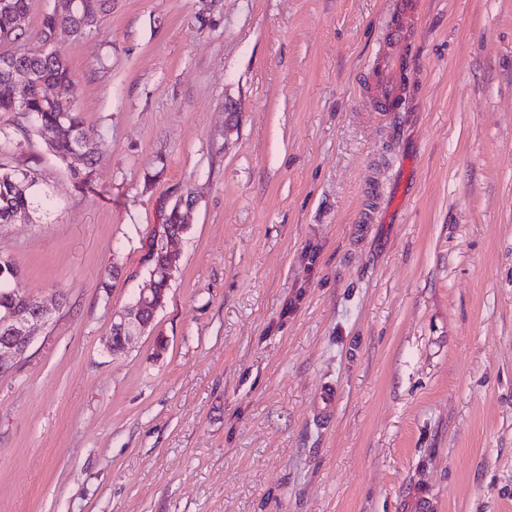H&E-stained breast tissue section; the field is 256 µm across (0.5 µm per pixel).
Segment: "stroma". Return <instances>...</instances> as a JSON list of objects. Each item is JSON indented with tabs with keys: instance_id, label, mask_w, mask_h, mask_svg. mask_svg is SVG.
I'll return each mask as SVG.
<instances>
[{
	"instance_id": "obj_1",
	"label": "stroma",
	"mask_w": 512,
	"mask_h": 512,
	"mask_svg": "<svg viewBox=\"0 0 512 512\" xmlns=\"http://www.w3.org/2000/svg\"><path fill=\"white\" fill-rule=\"evenodd\" d=\"M394 2L112 0L64 43L109 149L82 184L0 146L54 201L0 229L52 309L0 378V512H512V0H418L375 112ZM186 196L167 301L109 352ZM413 40L407 29H394L376 51L369 68L366 96L375 112H397L406 98L404 75L413 63ZM192 205V200L187 198L183 202L175 203L165 217V223L160 225L158 234L156 230L152 240L149 243V257H155L157 262H165L170 264L171 258L175 265L178 264V256L175 253L170 254V251L165 247V240L170 237L176 238L187 232L189 224L186 222V214ZM171 256V257H170Z\"/></svg>"
}]
</instances>
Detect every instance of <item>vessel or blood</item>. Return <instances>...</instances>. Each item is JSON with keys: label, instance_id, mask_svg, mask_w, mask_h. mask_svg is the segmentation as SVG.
I'll use <instances>...</instances> for the list:
<instances>
[{"label": "vessel or blood", "instance_id": "1", "mask_svg": "<svg viewBox=\"0 0 512 512\" xmlns=\"http://www.w3.org/2000/svg\"><path fill=\"white\" fill-rule=\"evenodd\" d=\"M413 41L406 29L393 30L369 68L366 96L380 111H399L406 97L404 75L413 63Z\"/></svg>", "mask_w": 512, "mask_h": 512}]
</instances>
